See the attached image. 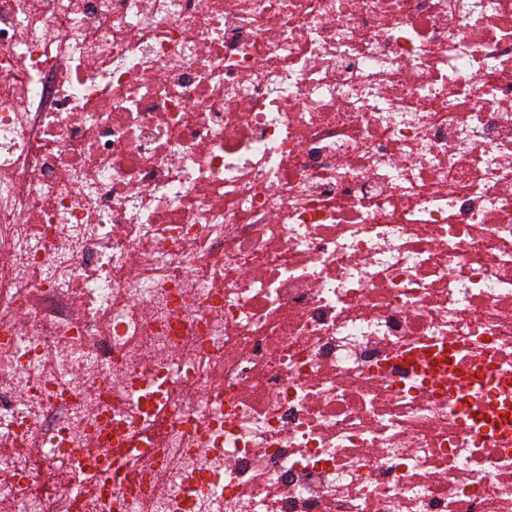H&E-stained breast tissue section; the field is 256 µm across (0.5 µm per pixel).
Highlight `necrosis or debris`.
Returning <instances> with one entry per match:
<instances>
[{
	"label": "necrosis or debris",
	"mask_w": 512,
	"mask_h": 512,
	"mask_svg": "<svg viewBox=\"0 0 512 512\" xmlns=\"http://www.w3.org/2000/svg\"><path fill=\"white\" fill-rule=\"evenodd\" d=\"M0 512H512V0H0Z\"/></svg>",
	"instance_id": "obj_1"
}]
</instances>
